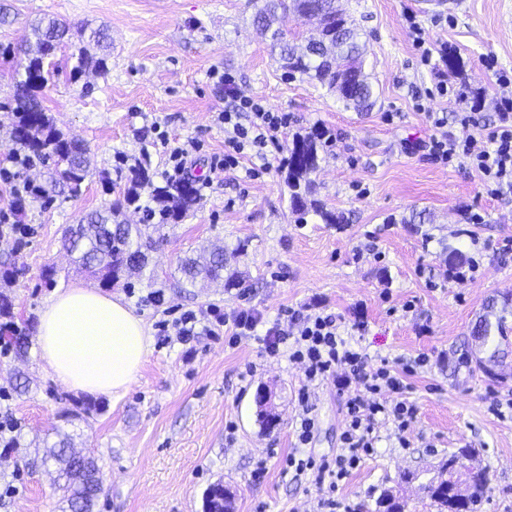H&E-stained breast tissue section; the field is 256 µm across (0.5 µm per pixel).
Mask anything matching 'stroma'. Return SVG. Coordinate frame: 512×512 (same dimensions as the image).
<instances>
[{"mask_svg":"<svg viewBox=\"0 0 512 512\" xmlns=\"http://www.w3.org/2000/svg\"><path fill=\"white\" fill-rule=\"evenodd\" d=\"M262 0H0V44L32 36L41 17L72 29H104L111 58L103 76L70 78L69 50L40 98L57 127L80 137L90 167L79 196L52 183V166L33 160L12 182L0 180V208L14 187L31 183L43 197L27 201L21 221L29 232H0V268L25 274L9 288L17 323L36 334L45 300L55 292L99 279L81 272L60 249L66 227L123 196L131 167L160 180L170 147L187 152L189 172L210 183L189 214L172 221L149 255L148 281L115 284L142 317L152 338L137 382L125 394L69 391L50 375L36 350L0 358V512H61L54 462L43 441L68 434L76 449H94L104 491L93 512H205V494L222 483L233 512H317L324 492L308 475L286 474L281 462L296 446L301 365L261 358L258 343L236 346L223 336L182 344L158 324L188 310L223 313L255 308L266 321L292 308L336 315L342 330L367 324L361 339L370 365L400 368L418 355L428 366L409 375L408 397L418 409L405 432L389 421L375 426L378 441L336 492L347 512H366L383 490L398 494L406 512H436L420 489L449 453L475 449L491 491L477 512H512V415L494 414V399L512 395V369L489 379L463 358L470 328L490 300L512 296V190L495 195L459 161L439 163L426 144L436 135L428 115L447 116L444 133L483 139L499 123L501 99H512V0H343L366 43L365 68L377 96L367 112L344 108L335 93L296 78L284 80L268 40L253 26ZM426 32L434 56L423 64L409 21ZM462 62L452 82L476 102V124L454 119L457 105L441 95L446 66L440 50ZM232 74L240 94L288 113L287 133L268 143L267 174L245 175L253 157L221 168L224 110L219 76ZM326 132L312 173L315 199L345 216L326 224L296 221L285 178L295 135ZM426 224L411 223L418 212ZM224 246L241 275L233 288H180L174 272L202 247ZM459 248L478 270L447 277V247ZM54 268L53 279L43 276ZM163 295L150 301L151 292ZM267 390L271 429L257 421L255 397ZM319 430L308 446L336 453L345 427L342 401L328 384L309 390ZM18 425L10 434L8 424ZM266 459L262 481L251 479ZM416 479L404 482L405 472Z\"/></svg>","mask_w":512,"mask_h":512,"instance_id":"stroma-1","label":"stroma"}]
</instances>
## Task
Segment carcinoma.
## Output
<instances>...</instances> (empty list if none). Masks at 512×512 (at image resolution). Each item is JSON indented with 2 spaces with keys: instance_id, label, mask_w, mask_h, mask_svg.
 <instances>
[{
  "instance_id": "carcinoma-1",
  "label": "carcinoma",
  "mask_w": 512,
  "mask_h": 512,
  "mask_svg": "<svg viewBox=\"0 0 512 512\" xmlns=\"http://www.w3.org/2000/svg\"><path fill=\"white\" fill-rule=\"evenodd\" d=\"M286 14L318 15L323 25L319 42H311L312 36L303 38L288 36L273 28L276 18ZM260 34L270 39L280 67L299 75L314 85H320L337 94L345 108L367 112L375 104V91L364 69L366 46L361 41L359 29L349 15L336 11V0H265L253 18ZM71 27L58 19L45 18L33 27L34 41L20 49L23 55L21 78L13 84V141L21 144L39 159L53 165L56 185L73 197L81 193L88 170L84 155L88 148L80 141L67 137L56 128L52 117L42 107L39 92L49 80L45 65L51 63L57 50L70 43ZM82 46L70 54L75 60L70 76L74 79L89 72L105 75L109 71L107 54L90 53L87 45L105 41V33L98 29L79 31ZM288 187L292 212L299 223L306 222L312 213L326 224H340L343 218L324 209L312 198L313 184L310 175L319 164L317 135L298 134L288 148ZM130 186L124 194L127 204L140 201L141 191H146L148 201L154 204L153 212L159 215V228L168 221H177L194 209L197 202L194 186L189 182L157 184L148 169L142 165L129 169ZM119 203L82 217L78 223L68 226L61 237V248L70 252L78 268L95 275L103 285L119 282L131 269L146 266L147 253L153 249L152 236L130 224L114 222ZM228 260L224 250L216 249L180 262L182 286H195L199 280L224 282L227 288L240 285V275L227 270ZM512 317V299L499 303L492 300L478 315L472 335L481 339L480 354L483 362L496 361L509 356L512 343L508 340V318ZM0 341L4 353L17 356L27 354L31 345L26 329L14 321L12 301L0 292ZM71 438L67 435L54 442L46 451V457L58 465V485L63 492L62 512H92L95 499L102 491L100 468L96 458L87 454L75 456L69 451ZM470 505L482 503L490 492L487 471L470 473L468 479ZM427 497L435 503L439 512H458L448 493L435 487L434 480L421 485ZM374 512H403V505L394 500L390 491H383L375 502Z\"/></svg>"
}]
</instances>
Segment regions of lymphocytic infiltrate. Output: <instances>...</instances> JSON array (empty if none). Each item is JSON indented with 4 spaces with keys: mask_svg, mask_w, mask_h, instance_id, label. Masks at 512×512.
Here are the masks:
<instances>
[{
    "mask_svg": "<svg viewBox=\"0 0 512 512\" xmlns=\"http://www.w3.org/2000/svg\"><path fill=\"white\" fill-rule=\"evenodd\" d=\"M223 85L224 96L231 101L221 115L224 161L230 164L246 152L262 153L268 141L287 129L288 115L267 111L253 100L241 97L231 77H224ZM429 150L446 162L455 158L468 160L491 192L512 188V124L493 127L481 142L436 136L430 140ZM288 318V324L273 323L261 334L257 328L262 325L263 316L252 308L229 316L218 315L213 308L205 313L188 311L175 324L176 338L186 344L198 334L212 336L218 326L230 324L234 327L230 343L257 337L262 357H288L302 365L308 386L328 382L336 387L345 411L340 453L321 459L307 454L306 447L314 438L318 421L306 389L299 393L298 448L289 454L286 466L298 474L311 473L317 485L327 487L329 494L320 503L322 512H339L341 504L334 492L360 463L363 454L374 450L378 419L391 421L402 432L415 419L417 407L407 397L410 386L403 373L385 364L368 367L367 355L357 338L363 323L353 324V333L347 336L341 332L336 316L330 314L304 315L292 310Z\"/></svg>",
    "mask_w": 512,
    "mask_h": 512,
    "instance_id": "obj_1",
    "label": "lymphocytic infiltrate"
}]
</instances>
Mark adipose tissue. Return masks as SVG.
<instances>
[{
	"mask_svg": "<svg viewBox=\"0 0 512 512\" xmlns=\"http://www.w3.org/2000/svg\"><path fill=\"white\" fill-rule=\"evenodd\" d=\"M37 342L52 377L70 391L90 395L126 392L150 351L141 317L121 298L83 285L46 301Z\"/></svg>",
	"mask_w": 512,
	"mask_h": 512,
	"instance_id": "adipose-tissue-1",
	"label": "adipose tissue"
}]
</instances>
